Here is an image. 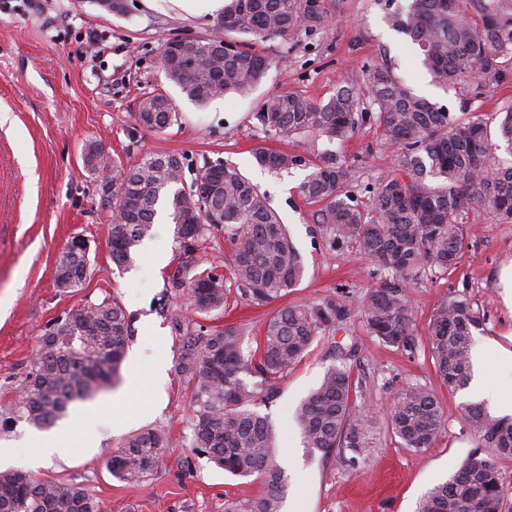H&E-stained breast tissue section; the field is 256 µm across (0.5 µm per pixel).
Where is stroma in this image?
Masks as SVG:
<instances>
[{
	"mask_svg": "<svg viewBox=\"0 0 512 512\" xmlns=\"http://www.w3.org/2000/svg\"><path fill=\"white\" fill-rule=\"evenodd\" d=\"M224 0H138L127 12H108L95 0H0V408L13 400L39 347L38 339L55 321L89 303L116 298L131 317L133 338L121 367L120 391L134 389L126 404L122 431L112 429L111 393L87 406L94 412L95 435L89 447L28 465L36 453L29 442L35 427L17 422L0 429V470H28L50 481L85 486L101 500L104 512H224L227 503L260 494L256 477L233 476L200 455L185 438L194 417L190 391L177 373L180 340L161 316L163 290L177 265L178 245L170 221L154 224L147 245L137 246L126 270L113 264L108 245L112 211L97 181L84 168L82 149L100 142L123 164L150 152L185 158L193 178L204 161L223 160L267 193L287 224L304 263V275L286 297L272 306L253 307L236 298L229 309L212 313L209 325L244 323L260 334L274 308L316 302L354 287L373 286L367 260L353 248L331 251L308 217L298 193L306 172L272 174L258 167L259 146L293 150V143L271 138L257 125L261 102L295 92L314 100L336 88L359 85L367 63H384L415 92L459 114L462 108L491 116L512 83L488 89L463 105L459 96L431 82L420 56L404 35L385 20L383 0H331L335 23L321 35L300 39L288 61L271 68L248 98L225 96L200 106L166 82L160 70L162 43L186 34L206 37ZM161 88L174 99L179 118L164 132L137 125L133 118L143 93ZM343 154L361 167L364 178L392 174L394 156L379 129L365 127ZM465 244L456 268L428 276L410 290L418 331L448 297L463 291L488 317L486 334L477 336L481 377L495 384L512 375V302L501 281L512 267V223L476 209L465 220ZM90 244V274L77 291L55 284L56 263L71 237ZM168 257L156 265L153 253ZM350 333L360 352L350 363L361 382L358 395L372 416L376 446L359 469L339 458H322L302 443L293 415L298 403L321 382L332 364V337L316 342L309 354L278 384L266 405L279 434V454L289 477L283 512H415L420 497L454 473L474 447L464 420L462 394L448 391L427 352L397 351L365 335L360 316ZM165 361L168 382L155 399L153 365ZM432 388L443 412L444 428L427 450L401 448L388 415L406 383ZM161 426L177 447L166 449L149 479L128 484L105 467V451L140 429Z\"/></svg>",
	"mask_w": 512,
	"mask_h": 512,
	"instance_id": "stroma-1",
	"label": "stroma"
}]
</instances>
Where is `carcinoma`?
<instances>
[{
    "label": "carcinoma",
    "instance_id": "1",
    "mask_svg": "<svg viewBox=\"0 0 512 512\" xmlns=\"http://www.w3.org/2000/svg\"><path fill=\"white\" fill-rule=\"evenodd\" d=\"M224 35L197 37L185 48L162 44V72L187 98L204 105L216 98L251 95L268 70L287 59L288 42L324 32L334 17L329 0H224ZM395 31L418 47L423 65L445 90L480 96L512 81V0H408L386 14ZM279 42V55L257 47ZM499 137L512 146V102L500 109ZM254 118L281 139H302L300 152L259 147L256 164L272 172L307 167L299 194L327 247L362 253L372 274L385 278L365 289L358 312L363 331L398 351L416 349L410 288L424 275L446 272L460 259L463 220L481 207L512 222V163L496 162L488 121L456 116L417 95L393 70L364 68L363 87L342 86L326 100L282 92L262 104ZM134 120L163 132L178 120L176 105L162 91L144 94ZM381 128L396 152V168L366 183L337 154L313 159V135L342 145L365 124ZM85 149L86 169L99 183L112 171L110 256L116 267L132 262L134 248L151 235L158 207L175 224L178 263L162 312L181 342L177 368L192 386L191 447L224 471L262 480L259 496L231 502L225 512H282L287 487L277 434L256 407L270 402L277 382L327 335L346 328L352 309L338 294L317 303L287 305L268 317L256 347L245 346L243 324L219 328L204 323L228 303L227 283L216 268L203 267L202 242L222 230L232 247L230 275L240 296L265 306L286 296L302 279L304 264L290 232L258 187L228 162H204L186 181L185 157L148 153L123 166ZM369 194L362 205L355 194ZM90 269L89 250L77 237L65 246L57 277L78 288ZM485 313L465 292L448 298L425 336L434 368L452 392L469 386L475 337L485 332ZM131 336L129 317L117 300L87 304L52 324L39 337V356L20 395L4 407L5 421L25 420L46 428L70 405L109 389L119 377ZM358 343L333 345L334 358L320 385L295 410L304 446L356 467L373 448L371 418L357 403L348 360ZM254 381L248 383L244 376ZM474 449L461 467L430 489L416 512H503L512 484V417L491 414L482 403L463 405ZM392 433L401 447L422 452L440 435L444 420L432 390L409 383L395 396ZM173 440L162 427L126 438L106 458L112 476L130 484L159 467ZM0 512H102L87 488L39 480L24 471L0 470Z\"/></svg>",
    "mask_w": 512,
    "mask_h": 512
}]
</instances>
